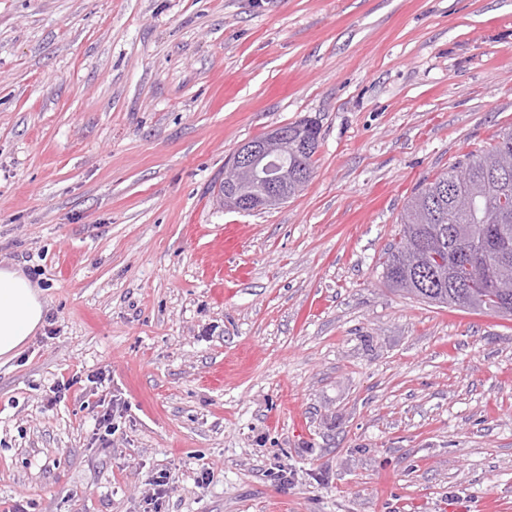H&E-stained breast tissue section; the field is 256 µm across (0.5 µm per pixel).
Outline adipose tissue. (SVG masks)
Returning a JSON list of instances; mask_svg holds the SVG:
<instances>
[{
    "label": "adipose tissue",
    "mask_w": 512,
    "mask_h": 512,
    "mask_svg": "<svg viewBox=\"0 0 512 512\" xmlns=\"http://www.w3.org/2000/svg\"><path fill=\"white\" fill-rule=\"evenodd\" d=\"M45 303L22 270L0 268V357H15L43 322Z\"/></svg>",
    "instance_id": "adipose-tissue-1"
}]
</instances>
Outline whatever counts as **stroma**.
Wrapping results in <instances>:
<instances>
[{
	"label": "stroma",
	"mask_w": 512,
	"mask_h": 512,
	"mask_svg": "<svg viewBox=\"0 0 512 512\" xmlns=\"http://www.w3.org/2000/svg\"><path fill=\"white\" fill-rule=\"evenodd\" d=\"M304 118V189L224 207ZM509 128L512 0H0V267L46 303L0 359V512H144L161 469V512H512V318L382 278ZM242 170L249 172L252 183L261 190L265 201L283 199L280 163L268 158L261 142L249 141L234 153L224 171V185H234Z\"/></svg>",
	"instance_id": "35a3bbf8"
}]
</instances>
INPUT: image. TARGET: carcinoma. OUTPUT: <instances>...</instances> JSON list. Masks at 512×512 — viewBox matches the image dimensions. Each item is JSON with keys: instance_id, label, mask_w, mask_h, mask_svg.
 Listing matches in <instances>:
<instances>
[{"instance_id": "cac0c4a2", "label": "carcinoma", "mask_w": 512, "mask_h": 512, "mask_svg": "<svg viewBox=\"0 0 512 512\" xmlns=\"http://www.w3.org/2000/svg\"><path fill=\"white\" fill-rule=\"evenodd\" d=\"M282 129L288 131L284 181L291 199L312 175L318 126L303 120ZM506 158L512 161V129L498 134L480 153L465 155L457 166L435 176L408 199L400 214L399 240L391 244L382 263L388 287L427 304L512 317V299L494 288L496 283L512 288V170L503 169ZM461 168L467 177L459 181L456 174ZM490 226L504 251L476 258L486 270L484 284L449 287L456 255L463 254L469 240Z\"/></svg>"}]
</instances>
